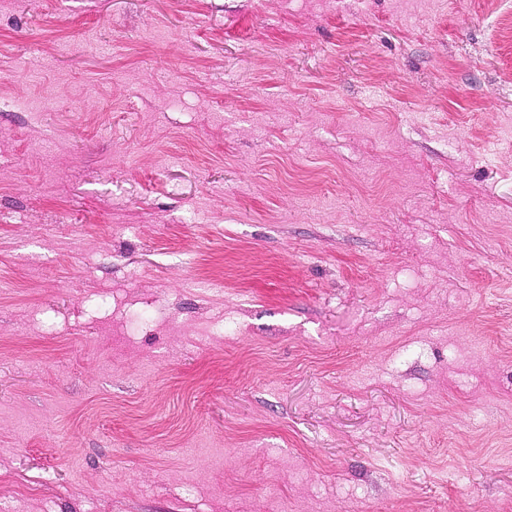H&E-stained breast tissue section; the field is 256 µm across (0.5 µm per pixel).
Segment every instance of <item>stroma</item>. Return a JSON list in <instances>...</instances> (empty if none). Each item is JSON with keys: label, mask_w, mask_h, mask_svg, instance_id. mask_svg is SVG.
I'll list each match as a JSON object with an SVG mask.
<instances>
[{"label": "stroma", "mask_w": 512, "mask_h": 512, "mask_svg": "<svg viewBox=\"0 0 512 512\" xmlns=\"http://www.w3.org/2000/svg\"><path fill=\"white\" fill-rule=\"evenodd\" d=\"M0 0V512H512V8Z\"/></svg>", "instance_id": "obj_1"}]
</instances>
